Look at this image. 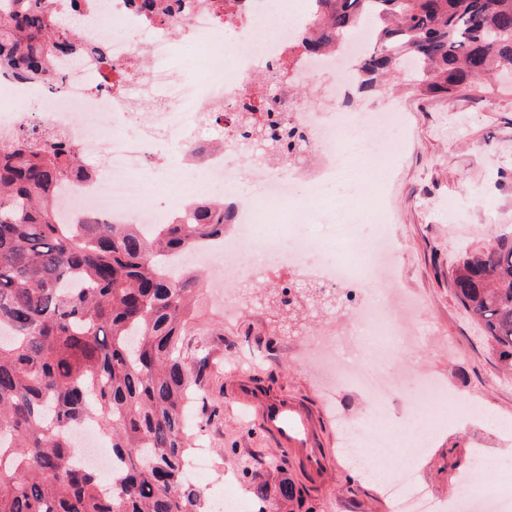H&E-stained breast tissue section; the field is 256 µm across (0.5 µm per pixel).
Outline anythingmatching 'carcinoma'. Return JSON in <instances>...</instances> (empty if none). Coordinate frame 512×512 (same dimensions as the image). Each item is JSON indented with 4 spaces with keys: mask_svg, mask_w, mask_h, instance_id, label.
<instances>
[{
    "mask_svg": "<svg viewBox=\"0 0 512 512\" xmlns=\"http://www.w3.org/2000/svg\"><path fill=\"white\" fill-rule=\"evenodd\" d=\"M148 16L173 17L169 0H130ZM53 0H0V75L61 83L60 56L93 59L112 91L104 41L61 27ZM370 28L360 88L407 66L423 94L451 98L473 80L512 69V0H315L313 27L295 47L335 49ZM237 139L264 132L277 151L309 144L284 113L249 112ZM76 147L48 125L16 133L0 150V512H210L193 480L184 419L208 358L190 361L185 337L201 326V275L175 260L224 240V204L194 205L191 224L173 218L149 234L134 224H61L54 196L69 178L89 179ZM464 310L501 365L512 370V227L464 247L452 269ZM99 428L112 449L110 490L72 461L68 433ZM242 477L258 512H281L301 492L273 487L253 464Z\"/></svg>",
    "mask_w": 512,
    "mask_h": 512,
    "instance_id": "cac0c4a2",
    "label": "carcinoma"
}]
</instances>
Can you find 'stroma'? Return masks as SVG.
<instances>
[{
  "instance_id": "stroma-1",
  "label": "stroma",
  "mask_w": 512,
  "mask_h": 512,
  "mask_svg": "<svg viewBox=\"0 0 512 512\" xmlns=\"http://www.w3.org/2000/svg\"><path fill=\"white\" fill-rule=\"evenodd\" d=\"M395 98L409 113L404 137L407 148L398 161L391 192L392 231L399 259L395 275L401 287L421 300L420 310L405 319L414 346L395 350L386 370L398 371L400 390L385 415L396 429L427 425L413 409L412 395L423 379L438 381L453 400L479 399L482 409L512 419V374L503 372L478 324L456 299L451 271L463 244L480 246L495 231L512 226V83L448 99L424 96L399 79L381 91L356 93L346 106L362 112ZM203 332L209 345V375L200 396L217 406L214 419L202 407L187 412L196 427V447L209 451L207 481L223 487L227 475L240 474L252 458H277L264 468L270 484L287 481L301 489L306 512H392L379 479L353 480V464L342 453V434L371 412L368 396L350 386L325 385L305 357L309 337L334 328L337 314L320 313L303 336H275L267 310L245 307L232 331H225L221 298L203 291ZM259 347L261 364L228 372L233 352ZM262 395L284 398L307 412L313 422V445L322 451L317 472H309L296 449L282 447L262 425L254 407L241 402L239 386ZM492 455L499 468L512 470V435L493 433L479 415L442 425L415 465L420 481L437 505L458 495L461 472L480 474L481 497L465 502L460 512H483L485 497L498 490L495 473L482 469V455Z\"/></svg>"
}]
</instances>
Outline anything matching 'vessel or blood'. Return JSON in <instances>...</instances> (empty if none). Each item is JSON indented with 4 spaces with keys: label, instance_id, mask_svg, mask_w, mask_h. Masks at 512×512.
Masks as SVG:
<instances>
[{
    "label": "vessel or blood",
    "instance_id": "vessel-or-blood-1",
    "mask_svg": "<svg viewBox=\"0 0 512 512\" xmlns=\"http://www.w3.org/2000/svg\"><path fill=\"white\" fill-rule=\"evenodd\" d=\"M238 396L241 401L256 405L263 425L281 445L296 448L312 468H319L322 455L320 449L312 445V421L305 412L285 399L257 398L246 387L239 391Z\"/></svg>",
    "mask_w": 512,
    "mask_h": 512
}]
</instances>
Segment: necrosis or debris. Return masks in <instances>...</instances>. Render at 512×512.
<instances>
[{
	"instance_id": "obj_1",
	"label": "necrosis or debris",
	"mask_w": 512,
	"mask_h": 512,
	"mask_svg": "<svg viewBox=\"0 0 512 512\" xmlns=\"http://www.w3.org/2000/svg\"><path fill=\"white\" fill-rule=\"evenodd\" d=\"M235 19H219L210 0H189L174 20L160 22L136 12L128 0H90L81 13L80 38L110 43L117 73L126 74L122 90L97 91L98 68L93 60L75 62L55 59L54 69L64 75L60 89L36 81L0 78V130L48 124L77 146L81 159L95 171L91 180L71 179L56 191L61 223H81L93 214L108 224H136L144 232L171 217L191 219L189 200L173 198L156 206L145 198L142 178L156 143H169L182 167L201 174L204 185L197 200L216 198L240 178L252 181L249 195H236L224 205L233 232L223 242L191 251L196 264H223V278L211 282L212 292L224 297V323L232 325L240 315L238 290L234 286L242 269L274 265L292 269L294 278L333 286L343 285L344 311L337 335L353 336L367 344L372 354L358 359L355 350L335 355L326 348L324 367L331 379L344 386L358 385L373 399L374 412L368 436H356L361 463L384 471L383 491L393 512H435L434 505L419 491L413 469H387L384 459L394 453L418 456L423 441L392 430L381 416L384 402L395 381L383 369L384 359L403 347L395 314L411 307L399 287L387 275L397 253L388 224L381 223L373 237L363 238L347 205L354 187L361 182L355 161L367 155L372 135L388 125H405L406 115L395 102L384 110L368 112H305L297 103L282 99L295 123L311 136L314 167L291 174L284 166L254 168L238 151L232 133L220 138L189 135L188 122L205 123L241 111L252 102L256 91L253 72L275 74L280 63L289 62L293 81L313 75L316 68H335V54L321 58L289 46L313 22L312 0H288L285 15L273 25L271 37L253 35L256 21L264 12L261 0H236ZM120 25L122 39H113L110 28ZM238 33L234 48L235 68L224 66V30ZM192 39L199 53L188 56L184 39ZM152 99L155 109L139 111L143 99ZM303 180L312 206L295 204L293 185ZM333 180L341 187V203L321 200L318 189ZM286 205L297 223L320 220L328 232L314 237L300 230L282 236L279 229L255 234V223L269 205Z\"/></svg>"
}]
</instances>
